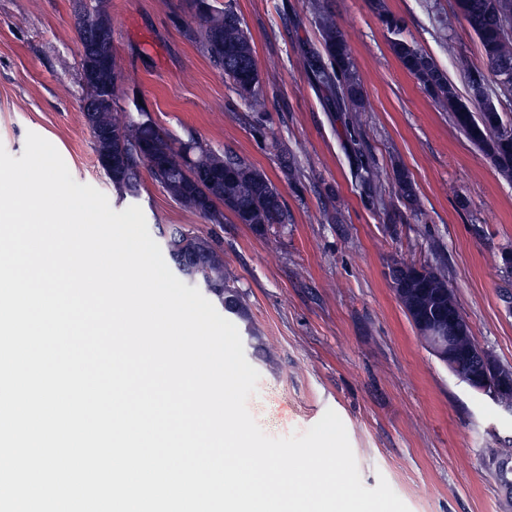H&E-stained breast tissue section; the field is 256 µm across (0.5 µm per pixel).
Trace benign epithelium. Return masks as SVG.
I'll use <instances>...</instances> for the list:
<instances>
[{
    "instance_id": "benign-epithelium-1",
    "label": "benign epithelium",
    "mask_w": 512,
    "mask_h": 512,
    "mask_svg": "<svg viewBox=\"0 0 512 512\" xmlns=\"http://www.w3.org/2000/svg\"><path fill=\"white\" fill-rule=\"evenodd\" d=\"M87 32L88 51L95 53L87 65L80 64L79 81L82 88L83 105L87 108L86 121L103 142L117 133L123 141H135V136L124 124L112 121V108H97L94 96L101 94L107 100H118L122 75L116 58L112 54H100L101 47L112 45V16L108 9L98 5L96 0L86 2L85 12L73 17ZM142 166L155 172L178 173L177 184L169 187L171 196L179 200L185 195L203 190L198 197V208L223 209V201L205 190L224 175V160L212 156L186 167L184 157L174 151L163 153L146 150L140 153ZM221 261L215 250L205 253V258L180 257L181 266H190L194 272L208 275L210 266ZM387 276L398 297H420L426 305V312L420 317L415 328L433 349L439 360L445 363L451 373L473 390L487 396L512 414V368L500 364L485 348L479 346L472 335L470 325L460 308L450 298L446 285L428 277L425 270L415 265L399 262L388 267Z\"/></svg>"
}]
</instances>
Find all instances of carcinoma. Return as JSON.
<instances>
[{
  "mask_svg": "<svg viewBox=\"0 0 512 512\" xmlns=\"http://www.w3.org/2000/svg\"><path fill=\"white\" fill-rule=\"evenodd\" d=\"M192 2L185 0V5L198 26L188 28L186 35L206 50L209 60L222 71L224 79L233 85L241 98L253 96L259 84V73L249 36L245 34L233 3L228 0L219 7L214 0H208L209 9L199 12ZM495 2L497 0H455L457 12L477 36L492 74L500 59H512V25L498 14ZM372 5L388 30L397 35L392 41V49L403 67L416 76L427 92L448 107L456 127L485 151L502 173L511 175L512 134L498 133L502 116L492 98L487 96L481 102L471 98L462 100L431 56L398 37L401 31L399 21L387 12L384 0H372ZM318 24L323 51L307 53L306 66L313 83L332 94L336 110L341 112L362 100V88L354 75L351 54L340 32L321 14L318 15ZM132 106L135 137L153 150L163 152L177 148L191 163L213 153L210 147L192 135L185 140L173 137L155 121L145 117L146 108L135 102ZM352 141L358 154L355 176L372 191L376 186L372 181L370 147L359 134L354 135ZM221 156L224 157V211L199 212L191 201L183 202V207L199 212L202 218L213 224L223 223L226 211L238 223L255 228L288 223V211L282 196L269 178L232 151L226 150ZM112 185L123 198L139 196L142 183L138 165L134 163L114 173ZM167 246L170 257L174 258L181 253L204 251L210 244L175 229L169 235ZM211 292L224 303L225 311L239 313L237 293L222 288H213Z\"/></svg>",
  "mask_w": 512,
  "mask_h": 512,
  "instance_id": "cac0c4a2",
  "label": "carcinoma"
}]
</instances>
